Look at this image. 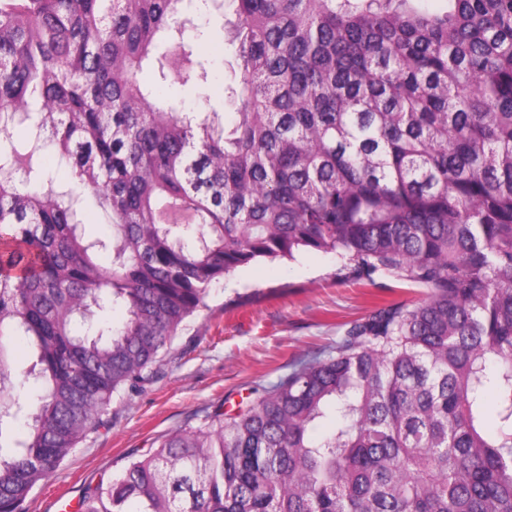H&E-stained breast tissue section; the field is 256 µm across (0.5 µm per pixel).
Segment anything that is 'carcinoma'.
<instances>
[{
    "label": "carcinoma",
    "instance_id": "obj_1",
    "mask_svg": "<svg viewBox=\"0 0 512 512\" xmlns=\"http://www.w3.org/2000/svg\"><path fill=\"white\" fill-rule=\"evenodd\" d=\"M429 2L231 0L227 117L166 94L209 82L196 15L223 0H0V512L213 284L306 251L426 296L80 512H512V0Z\"/></svg>",
    "mask_w": 512,
    "mask_h": 512
}]
</instances>
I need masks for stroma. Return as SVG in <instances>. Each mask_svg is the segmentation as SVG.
Returning a JSON list of instances; mask_svg holds the SVG:
<instances>
[{
	"instance_id": "1",
	"label": "stroma",
	"mask_w": 512,
	"mask_h": 512,
	"mask_svg": "<svg viewBox=\"0 0 512 512\" xmlns=\"http://www.w3.org/2000/svg\"><path fill=\"white\" fill-rule=\"evenodd\" d=\"M213 59L206 90L175 86L171 98L196 111L223 109L235 47L203 45ZM422 287L387 277L345 278L334 255L303 252L261 260L213 285L208 306L190 318L139 390L113 398L106 424L91 433L39 486L27 512L78 506L87 487L111 479L172 431L197 425L215 407L235 411L254 390L335 356L349 327L379 304L411 302Z\"/></svg>"
}]
</instances>
